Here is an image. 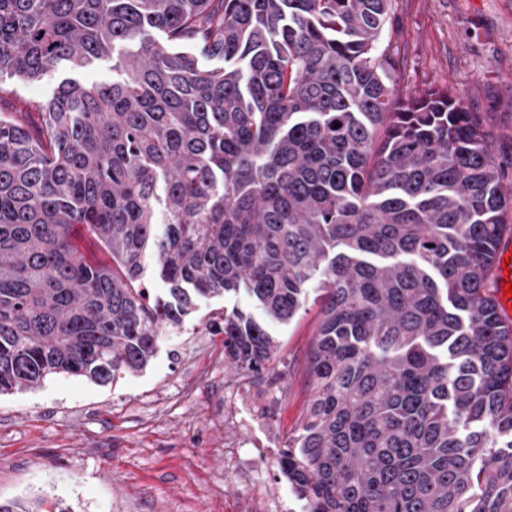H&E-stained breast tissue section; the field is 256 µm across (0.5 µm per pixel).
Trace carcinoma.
Here are the masks:
<instances>
[{
  "label": "carcinoma",
  "mask_w": 512,
  "mask_h": 512,
  "mask_svg": "<svg viewBox=\"0 0 512 512\" xmlns=\"http://www.w3.org/2000/svg\"><path fill=\"white\" fill-rule=\"evenodd\" d=\"M390 27L391 0H0L1 93L112 61L34 133L0 113V395L139 373L226 294L265 320L224 309V361L260 374L316 288L279 462L308 512H512V185L481 113L397 93Z\"/></svg>",
  "instance_id": "1"
}]
</instances>
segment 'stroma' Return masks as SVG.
Wrapping results in <instances>:
<instances>
[{
  "instance_id": "1",
  "label": "stroma",
  "mask_w": 512,
  "mask_h": 512,
  "mask_svg": "<svg viewBox=\"0 0 512 512\" xmlns=\"http://www.w3.org/2000/svg\"><path fill=\"white\" fill-rule=\"evenodd\" d=\"M391 44L404 94L449 85L483 113L497 160L512 176V0H393ZM112 78L109 63L15 87L0 108L29 112L59 82ZM246 295L201 300L168 330L142 373L100 386L59 374L0 396V504L43 512H251L249 490L276 487L269 512H308L278 461L310 396L309 353L320 305L271 326L277 361L262 376L224 365L211 324Z\"/></svg>"
}]
</instances>
